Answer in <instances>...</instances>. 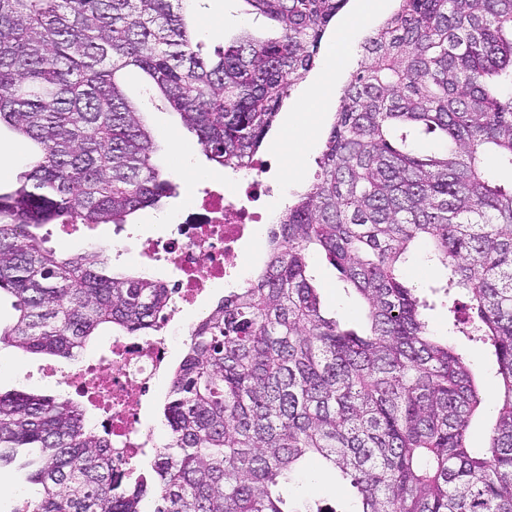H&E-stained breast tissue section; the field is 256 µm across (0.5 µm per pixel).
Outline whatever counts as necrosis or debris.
<instances>
[{
  "label": "necrosis or debris",
  "mask_w": 512,
  "mask_h": 512,
  "mask_svg": "<svg viewBox=\"0 0 512 512\" xmlns=\"http://www.w3.org/2000/svg\"><path fill=\"white\" fill-rule=\"evenodd\" d=\"M265 191L261 180L238 178L194 200L164 238L149 243L153 253L164 255L179 272L168 284V306L153 335L113 337L109 355L61 375V385L99 404L102 414L90 426L111 441L116 469H136L153 445L144 409L168 371L175 339L182 333L180 313L195 306L210 285L221 282L233 288L245 279V271L231 266L256 227L268 221L260 210Z\"/></svg>",
  "instance_id": "4bbe7bcc"
}]
</instances>
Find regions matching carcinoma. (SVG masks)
I'll return each instance as SVG.
<instances>
[{"mask_svg": "<svg viewBox=\"0 0 512 512\" xmlns=\"http://www.w3.org/2000/svg\"><path fill=\"white\" fill-rule=\"evenodd\" d=\"M199 0H0V127L31 144L0 191V346L73 359L104 327L146 336L167 288L114 273L105 250L61 257L32 229L126 223L175 190L125 94L143 71L207 159L253 160L349 0H244L279 35L215 57L195 42ZM344 89L314 182L267 235L261 271L190 331L163 405L167 442L145 477L64 395L0 392V466L40 451L20 512H323L282 482L314 467L355 491L349 512H512V0H397ZM442 147L416 151L421 135ZM429 243L449 332L486 346L498 385L435 337L399 263ZM325 256L366 309L360 330L322 310ZM468 301L463 302L461 298ZM494 400L487 446L472 416Z\"/></svg>", "mask_w": 512, "mask_h": 512, "instance_id": "cac0c4a2", "label": "carcinoma"}]
</instances>
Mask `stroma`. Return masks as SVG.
Instances as JSON below:
<instances>
[{
    "label": "stroma",
    "mask_w": 512,
    "mask_h": 512,
    "mask_svg": "<svg viewBox=\"0 0 512 512\" xmlns=\"http://www.w3.org/2000/svg\"><path fill=\"white\" fill-rule=\"evenodd\" d=\"M348 17V12L343 11L333 21L334 32L323 40L313 69L314 74H321L328 61H335V83L330 88L335 97L340 95L350 72L360 65L364 56L363 40L378 24L377 19L373 18L367 25L347 30L343 24ZM245 28L262 37L276 34L270 20L249 13L245 0H202L197 39L204 53H213ZM308 88V83L304 82L292 91L287 108L280 112L274 123L272 135L257 153L260 159L271 158L277 151L278 138L284 136L289 144L297 145L302 156L301 165L294 176L283 178L277 169L262 176L264 184L270 188L263 204L274 218L281 214L295 192L311 183L317 171L316 160L323 149L322 135L316 139H306L287 134L288 118L303 115L307 108L305 96ZM145 120L158 145L154 160L163 169L173 172V181L177 186L175 194L162 199L158 206L138 210L119 228L112 224H77L66 228L59 224H47L40 228L39 233L45 237L47 247L60 255H76L89 246L97 245L105 248L113 271L137 272L142 265L150 263L154 266L155 279L167 282L173 280L177 272L167 262H152L145 248L146 239L165 236L167 224L187 209L190 197L216 188L224 179V170L207 160L195 134L183 126L179 114L168 104L157 101L148 106ZM312 273L323 287L327 314L350 325L360 323L363 319L361 309L354 296L348 293L338 271L325 257L314 260ZM73 366V361L69 359L55 357L48 360L18 348H4L0 350V390L50 394L54 388L41 380V371L48 367L67 370ZM289 494L301 498L315 497L323 507H331L338 512L339 508L345 507L352 490L345 485L336 486L329 479L314 481L305 477L299 484L290 487ZM30 496L26 471L20 464L0 468V512H20Z\"/></svg>",
    "instance_id": "35a3bbf8"
}]
</instances>
